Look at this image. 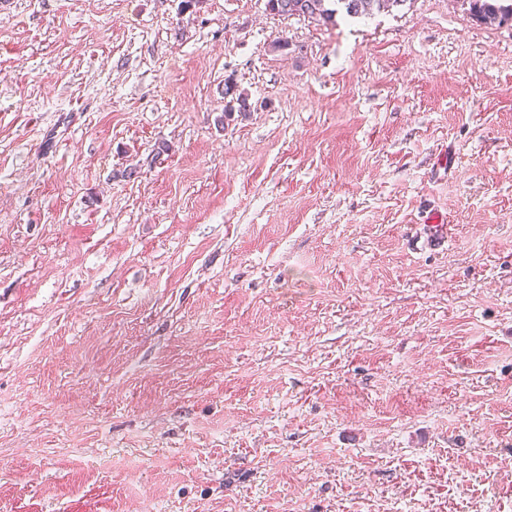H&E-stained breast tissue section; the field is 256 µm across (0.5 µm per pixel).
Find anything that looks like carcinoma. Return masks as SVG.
Returning <instances> with one entry per match:
<instances>
[{
    "label": "carcinoma",
    "instance_id": "1",
    "mask_svg": "<svg viewBox=\"0 0 512 512\" xmlns=\"http://www.w3.org/2000/svg\"><path fill=\"white\" fill-rule=\"evenodd\" d=\"M406 0H267L269 10L280 16H304L322 23L336 22V15L355 18L371 16L376 12L399 6ZM470 13L486 24L512 20V0H466ZM224 96L231 98V105L217 123L231 117L232 113L244 114L249 111L248 99L243 93H236V85L224 82Z\"/></svg>",
    "mask_w": 512,
    "mask_h": 512
}]
</instances>
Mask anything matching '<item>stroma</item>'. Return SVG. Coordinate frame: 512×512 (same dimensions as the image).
<instances>
[{
	"label": "stroma",
	"mask_w": 512,
	"mask_h": 512,
	"mask_svg": "<svg viewBox=\"0 0 512 512\" xmlns=\"http://www.w3.org/2000/svg\"><path fill=\"white\" fill-rule=\"evenodd\" d=\"M266 3L0 0V512H512V22ZM405 0H267L269 10L280 16H304L322 23H335L342 12L350 18L403 5ZM334 6V8L330 6ZM236 85L231 82L230 80L224 82V97H229L231 96V100L229 101V107L226 111H224V115H221V117H219L217 119V122L218 124H224V120H227L229 119V117H231L232 113L233 112H239L240 114H244L246 112L249 111V104H248V99L247 97L245 96L244 93H238V95L236 96ZM233 95H235V98L233 97ZM231 103H236L238 105V107L236 108L234 106V104H231Z\"/></svg>",
	"instance_id": "1"
}]
</instances>
